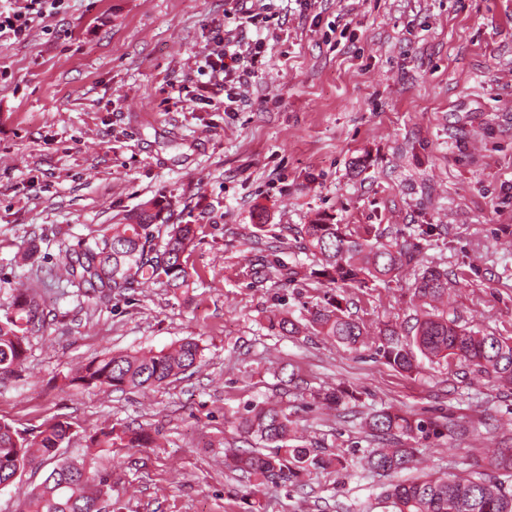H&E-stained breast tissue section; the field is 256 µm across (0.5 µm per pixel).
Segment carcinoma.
Here are the masks:
<instances>
[{
    "instance_id": "1",
    "label": "carcinoma",
    "mask_w": 512,
    "mask_h": 512,
    "mask_svg": "<svg viewBox=\"0 0 512 512\" xmlns=\"http://www.w3.org/2000/svg\"><path fill=\"white\" fill-rule=\"evenodd\" d=\"M196 234L195 225L171 223L159 203L148 200L80 249L62 245L51 275L77 288L78 295L91 306L138 288H185L191 274L183 257L193 247ZM298 234L302 249L319 257L318 275L336 291L364 288L418 264L413 247L405 242H373L344 224H328L321 218L302 225ZM266 274L286 287L299 272L278 262L269 266ZM41 285L38 271H30L15 289L10 309L0 316V379L21 367L30 337L45 326ZM414 294L424 306L447 296L448 271L426 267L414 283ZM269 323L291 336L300 332V326L280 312L272 313ZM309 324L314 334L350 348L364 344L367 336L365 324L347 314L337 299L316 309ZM418 353L429 359L463 361L477 375L512 386V339L475 332L438 312L424 309L413 324L387 325L379 330L377 354L396 370L412 372ZM200 357V346L192 338L158 352L105 353L78 368L69 383L117 391L154 389L196 367ZM235 424L245 439L255 440L257 445L225 455L224 465L254 477L261 485L288 486L314 471L347 469L340 456L288 446L297 421L278 401L247 403ZM364 424L379 444L365 457L367 470L389 475L415 462L414 449L389 448L387 442L396 431L425 432L424 422L381 409L369 413ZM71 437V425L65 421H54L30 435L0 422V481L28 466L55 461L43 482L19 504V512H91L94 503L112 490L100 472L84 463L57 458L59 448ZM153 442L152 435L143 430L114 425L90 435L88 447L146 448ZM488 465L512 477V450L496 452ZM386 498L394 512H512V492L505 489L504 482L475 471L466 476L443 474L393 484Z\"/></svg>"
}]
</instances>
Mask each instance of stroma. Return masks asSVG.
<instances>
[{
  "label": "stroma",
  "mask_w": 512,
  "mask_h": 512,
  "mask_svg": "<svg viewBox=\"0 0 512 512\" xmlns=\"http://www.w3.org/2000/svg\"><path fill=\"white\" fill-rule=\"evenodd\" d=\"M65 0L0 46V314L25 268H53L57 244L155 198L198 227L189 287L156 286L88 308L46 280V328L0 380V421L31 432L68 421L61 458L86 460L112 489L105 512H393L391 480L455 473L512 448V389L455 360L418 357L409 374L373 346L308 332L333 292L311 275L299 227L318 217L414 244L447 270L439 309L475 331L512 337V0ZM263 44L262 66L231 111L199 103L201 72L225 33ZM266 222H258V213ZM305 269L288 286L267 261ZM413 268L341 296L366 324L415 313ZM279 311L296 336L268 328ZM191 337L199 368L162 387L102 391L69 376L106 351H159ZM298 373L301 388L283 380ZM344 390L340 405L319 395ZM282 399L301 445L347 457L293 486L256 485L224 468L245 404ZM428 419L437 433L396 435L419 467L390 478L363 466L373 410ZM130 424L148 448L87 447Z\"/></svg>",
  "instance_id": "35a3bbf8"
}]
</instances>
